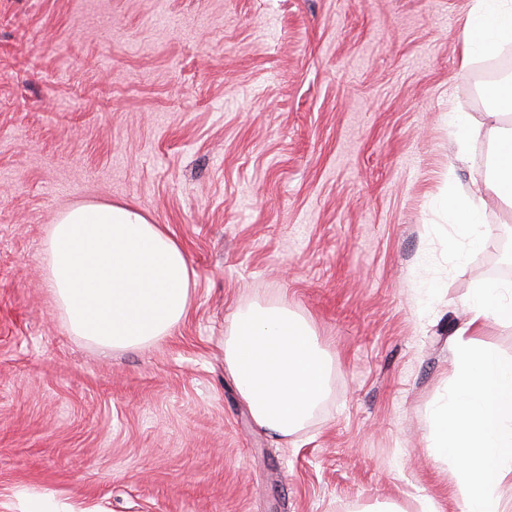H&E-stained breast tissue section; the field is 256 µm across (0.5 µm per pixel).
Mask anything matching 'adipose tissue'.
Instances as JSON below:
<instances>
[{
	"label": "adipose tissue",
	"mask_w": 512,
	"mask_h": 512,
	"mask_svg": "<svg viewBox=\"0 0 512 512\" xmlns=\"http://www.w3.org/2000/svg\"><path fill=\"white\" fill-rule=\"evenodd\" d=\"M460 68L496 56L512 42V0H472L463 25ZM488 93L493 175L473 189L447 181L433 206L454 228L452 256L488 245L487 194L512 205V79ZM45 278L73 335L105 350L148 345L186 316L195 273L162 225L125 204L78 203L60 214L44 241ZM468 319L450 346V379L425 414L429 455L449 473L461 512H506L512 486V359L478 335L512 321V282L485 281L462 300ZM224 364L254 423L285 438L303 429L324 400L333 368L310 321L282 303H253L232 317Z\"/></svg>",
	"instance_id": "obj_1"
}]
</instances>
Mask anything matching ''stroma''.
<instances>
[{
  "instance_id": "obj_1",
  "label": "stroma",
  "mask_w": 512,
  "mask_h": 512,
  "mask_svg": "<svg viewBox=\"0 0 512 512\" xmlns=\"http://www.w3.org/2000/svg\"><path fill=\"white\" fill-rule=\"evenodd\" d=\"M472 0H0V512L26 487L92 512H460L424 440L460 303L512 243L458 261L431 196L485 175L447 115ZM142 210L183 246L186 318L137 349L72 335L43 279L60 212ZM429 255L420 270L421 255ZM436 293L424 321L418 280ZM283 302L336 360L298 433L252 422L224 367L233 314Z\"/></svg>"
}]
</instances>
